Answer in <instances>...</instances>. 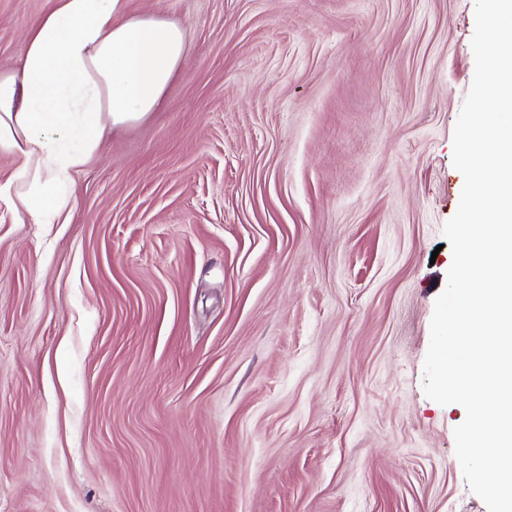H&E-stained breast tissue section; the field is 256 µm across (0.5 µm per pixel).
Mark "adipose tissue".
Here are the masks:
<instances>
[{"label": "adipose tissue", "mask_w": 512, "mask_h": 512, "mask_svg": "<svg viewBox=\"0 0 512 512\" xmlns=\"http://www.w3.org/2000/svg\"><path fill=\"white\" fill-rule=\"evenodd\" d=\"M184 50L179 26L129 16L127 0H54L28 28L18 64L0 68V153L34 223L68 206L63 190L108 127L160 104Z\"/></svg>", "instance_id": "obj_1"}]
</instances>
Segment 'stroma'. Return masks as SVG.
Masks as SVG:
<instances>
[{
    "instance_id": "35a3bbf8",
    "label": "stroma",
    "mask_w": 512,
    "mask_h": 512,
    "mask_svg": "<svg viewBox=\"0 0 512 512\" xmlns=\"http://www.w3.org/2000/svg\"><path fill=\"white\" fill-rule=\"evenodd\" d=\"M127 6L185 34L161 105L55 224L0 154V512H488L423 392L475 0Z\"/></svg>"
}]
</instances>
